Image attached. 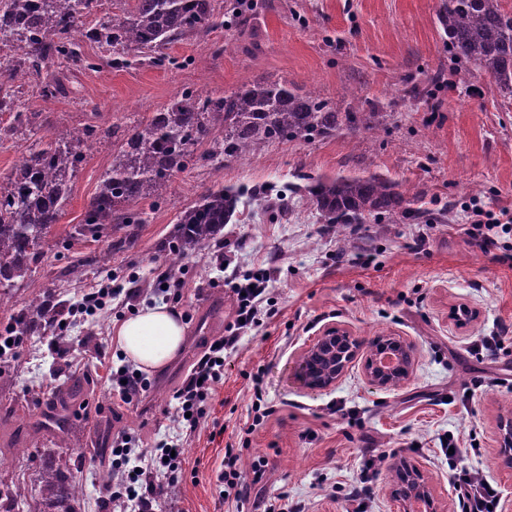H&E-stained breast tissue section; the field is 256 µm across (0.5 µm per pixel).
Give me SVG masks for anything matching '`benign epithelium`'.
Returning a JSON list of instances; mask_svg holds the SVG:
<instances>
[{
    "instance_id": "1",
    "label": "benign epithelium",
    "mask_w": 512,
    "mask_h": 512,
    "mask_svg": "<svg viewBox=\"0 0 512 512\" xmlns=\"http://www.w3.org/2000/svg\"><path fill=\"white\" fill-rule=\"evenodd\" d=\"M360 341L338 327L326 329L299 360L296 378L303 387L321 390L336 383L354 361ZM413 346L399 339L377 340L368 345L365 375L375 387L394 386L406 379L413 365ZM415 501L433 512L428 489L418 483L402 495V502Z\"/></svg>"
}]
</instances>
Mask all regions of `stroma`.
<instances>
[{"label":"stroma","mask_w":512,"mask_h":512,"mask_svg":"<svg viewBox=\"0 0 512 512\" xmlns=\"http://www.w3.org/2000/svg\"><path fill=\"white\" fill-rule=\"evenodd\" d=\"M236 5L223 27L167 46L172 63L156 67L135 60L111 64L109 51L86 44L94 70L70 68L67 96L42 101L35 84L23 83L16 101L36 113L35 122L4 133L0 114V186L22 153L52 133L85 124L98 137L71 178L63 215L46 237L44 255L28 281H15L11 310L0 311V336L28 315L31 285L67 307L87 284L128 283L144 287L140 306L162 302L153 293L154 271L168 264L177 218L214 182L260 189L271 203H287L285 216L271 217L244 202L237 219L209 245L182 262L187 282L172 301L186 337L181 353L152 383L147 414L114 396L110 368L126 365L115 330L136 309L111 303L106 313L70 317L65 333L83 354L63 365L56 354L55 327L38 328L14 347L0 366V424L19 439L23 454H0V485L17 484L25 496L14 512H37L41 478L60 473L82 486L78 512H100L98 491L112 472V453L99 429L155 441L175 432L167 408L208 344L225 336L235 311L228 285L233 277L264 268L271 281V315L224 356V379L215 387L209 415L186 444L183 479L169 495L175 512H235L220 495L226 444L241 445L243 468L264 459L262 483L248 486L244 512H263L287 495L304 512H347L342 488L364 477L372 491L370 512H402L392 471L416 467L437 512H465L451 481L453 463L441 450L457 438L464 464L497 485L499 512H512V468L501 466L499 425L512 416V339L501 350L475 355L473 343L512 325V266L499 250L484 251L461 230L468 211L512 210V96L499 93L473 64L454 59L437 21L441 0H216ZM232 41L234 52H218ZM259 80H285L337 106L373 105L377 130H343L312 144L273 142L222 170L198 161L178 173L161 205L152 198L136 208L142 224L108 228L99 238L79 235L86 209L115 150L113 127H125L173 99L185 87L221 94ZM378 174L415 194L411 215L393 224L366 219L348 237L324 223L305 196V179ZM124 248H116V241ZM82 280H72L74 265ZM468 307L473 318L458 324L453 312ZM330 326L362 343L398 336L415 347L410 376L399 385L368 384L355 359L336 384L302 389L294 378L297 359ZM263 373L262 398L249 377ZM52 379L55 392L78 391L68 410L71 439L64 447L52 431L32 434L39 420L51 424L53 407L34 404L28 389ZM270 409L253 426L256 407Z\"/></svg>","instance_id":"stroma-1"}]
</instances>
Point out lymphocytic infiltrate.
I'll use <instances>...</instances> for the list:
<instances>
[{"instance_id": "f902f5d3", "label": "lymphocytic infiltrate", "mask_w": 512, "mask_h": 512, "mask_svg": "<svg viewBox=\"0 0 512 512\" xmlns=\"http://www.w3.org/2000/svg\"><path fill=\"white\" fill-rule=\"evenodd\" d=\"M462 231L469 242L482 249L499 246L504 236L512 234V211L490 213L473 208ZM270 275L257 270L233 283L236 297L234 320L224 338L214 341L194 363L190 373L171 399L178 434L158 441L154 453L134 451L128 434L112 439V479L102 489L101 499L111 504L113 512H158L161 499L169 487L178 484L182 474L186 435L195 433L208 416L207 400L224 376V353L235 349L252 327L258 326L261 305L267 296ZM241 455L233 446L224 448V470L220 481L225 500L242 503L247 483H261L265 477L263 461H254L251 480L240 471ZM456 488L466 502V512H497L499 491L479 474L461 468Z\"/></svg>"}]
</instances>
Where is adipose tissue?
<instances>
[{"label": "adipose tissue", "mask_w": 512, "mask_h": 512, "mask_svg": "<svg viewBox=\"0 0 512 512\" xmlns=\"http://www.w3.org/2000/svg\"><path fill=\"white\" fill-rule=\"evenodd\" d=\"M185 327L179 313L165 304L144 308L116 331L120 352L144 372L163 369L182 349Z\"/></svg>", "instance_id": "obj_1"}]
</instances>
